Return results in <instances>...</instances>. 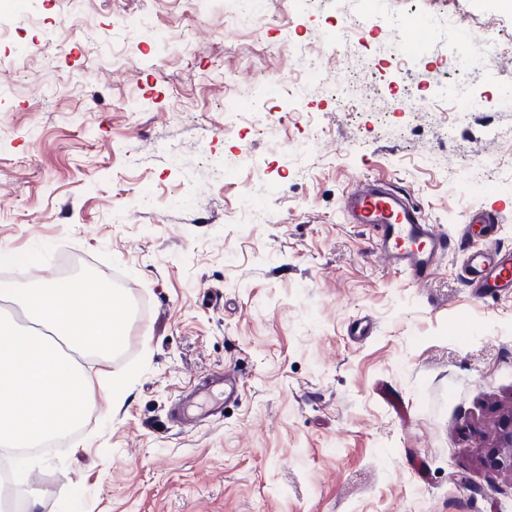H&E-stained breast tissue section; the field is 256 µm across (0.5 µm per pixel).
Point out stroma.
<instances>
[{
	"instance_id": "35a3bbf8",
	"label": "stroma",
	"mask_w": 512,
	"mask_h": 512,
	"mask_svg": "<svg viewBox=\"0 0 512 512\" xmlns=\"http://www.w3.org/2000/svg\"><path fill=\"white\" fill-rule=\"evenodd\" d=\"M225 7L11 0L0 267L27 263L23 288L88 269L132 308L108 365L81 361L93 400L39 455V512H512V474L481 453L493 409L512 405V297L475 299L461 277L475 207L506 203L496 244L512 249V6L315 0L296 16L266 0L229 21ZM413 19L425 45L411 51ZM479 50L476 81L460 60ZM271 78L302 82L303 112L276 96L270 113L229 117L228 96ZM408 96L428 111L395 110ZM246 153L254 164L235 165ZM366 178L407 190L454 240L428 280L345 221L341 198ZM363 319L374 331L354 338ZM227 369L240 398L176 425L179 395Z\"/></svg>"
}]
</instances>
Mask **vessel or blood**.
<instances>
[{"label":"vessel or blood","mask_w":512,"mask_h":512,"mask_svg":"<svg viewBox=\"0 0 512 512\" xmlns=\"http://www.w3.org/2000/svg\"><path fill=\"white\" fill-rule=\"evenodd\" d=\"M341 208L353 224H368L376 230L374 247L388 265L416 282L429 278L438 260L448 251L450 237L426 222L421 208L391 183L369 179L346 192ZM471 224L480 226L483 248L469 252L461 267L462 276L475 298L512 294V251L494 240L501 222L497 207L475 208ZM240 378L236 371L210 377L199 390L183 397L172 415L182 422L218 409L224 399L236 396Z\"/></svg>","instance_id":"obj_1"}]
</instances>
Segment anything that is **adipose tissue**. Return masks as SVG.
I'll return each mask as SVG.
<instances>
[{
	"mask_svg": "<svg viewBox=\"0 0 512 512\" xmlns=\"http://www.w3.org/2000/svg\"><path fill=\"white\" fill-rule=\"evenodd\" d=\"M4 301L19 303L28 322L18 324L0 310V448L23 449L14 462L15 478L24 486L23 512H37L43 493L24 481L38 460L26 451L82 423L93 379L73 355L103 362L122 349L131 306L125 295L93 277L30 289L0 283Z\"/></svg>",
	"mask_w": 512,
	"mask_h": 512,
	"instance_id": "ef3b65f1",
	"label": "adipose tissue"
}]
</instances>
